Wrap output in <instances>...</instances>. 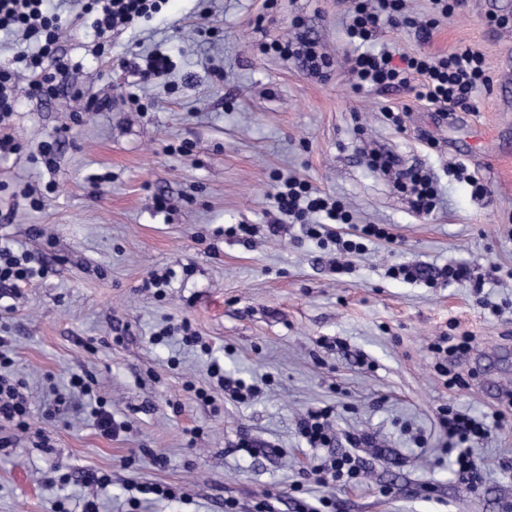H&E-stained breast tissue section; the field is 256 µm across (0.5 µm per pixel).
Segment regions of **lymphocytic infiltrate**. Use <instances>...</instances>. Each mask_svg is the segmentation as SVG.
Here are the masks:
<instances>
[{"instance_id": "1", "label": "lymphocytic infiltrate", "mask_w": 512, "mask_h": 512, "mask_svg": "<svg viewBox=\"0 0 512 512\" xmlns=\"http://www.w3.org/2000/svg\"><path fill=\"white\" fill-rule=\"evenodd\" d=\"M161 0H85L84 12L93 18L100 38H110L117 26L135 25L159 9ZM431 20L422 22L412 16L406 0H352L346 33L356 48L346 60V69L355 91L385 92L402 89L413 92L416 99L427 102L439 112L473 109L482 88L490 82L484 55L469 45H458L448 54L431 57L410 56L383 48L371 51L370 45L383 29L407 28L421 41L429 40L437 18L448 17L463 5V0H430ZM0 31L21 34L32 42L30 51L16 56L15 66L0 65V123L15 112L20 96L47 99L57 90L55 79L67 74L74 63L60 53L58 44L63 28L58 15L51 13L48 0H0ZM371 168L390 175L395 186L411 197L416 212L431 211L436 205V189L432 178L419 169H397L393 158L373 153ZM273 199L279 214L304 218L320 215L321 221L307 227L309 235L322 234L323 224H346L350 214L337 201L321 196L306 182L288 180L278 186ZM47 266L34 267L26 252L15 250L0 241V288L19 290L35 279L45 278ZM10 365L0 355V420L26 429L28 407L19 382L4 374ZM502 412L477 417L469 412L444 406L438 411V425L455 445L452 458L456 482L469 491H477L483 482L480 466L468 448L474 440L489 435L500 423Z\"/></svg>"}]
</instances>
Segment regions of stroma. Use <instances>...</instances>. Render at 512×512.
Returning <instances> with one entry per match:
<instances>
[{"mask_svg": "<svg viewBox=\"0 0 512 512\" xmlns=\"http://www.w3.org/2000/svg\"><path fill=\"white\" fill-rule=\"evenodd\" d=\"M350 0H165L134 29L117 31L104 51L92 18L60 0V49L78 67L58 78L48 100L20 98L0 134L21 146L0 158V238L45 258L55 275L22 287L0 311V336L23 382L28 429L0 422V512H68L96 502L99 512H254L269 499L295 512V499L338 512H512V0H465L428 42L385 29L379 45L408 55H441L455 45L485 56L491 84L473 111L450 114L404 91L355 92L344 67ZM286 38L317 41L331 61L312 73L302 58L264 52ZM159 49L175 67L137 89L121 58ZM90 108L80 109L72 91ZM138 93L130 104V93ZM401 111V126L383 116ZM56 137V164L40 145ZM436 147H428V140ZM393 156L431 175L435 208L416 213L390 176L368 168L362 150ZM464 164L485 184L473 196ZM294 177L340 201L348 237L381 224L389 239L368 242L336 273L330 239L299 223L271 235L275 177ZM45 194L33 208L21 190ZM164 196L170 208L155 211ZM250 224L247 240L228 234ZM469 266L471 280L449 282L438 269ZM414 265L433 282L388 276ZM169 274L167 287L151 284ZM190 322L208 351L174 335L153 344L155 328ZM469 336L457 369L469 384L448 388L430 345ZM257 385L240 403L208 373ZM93 380L116 421L100 434L89 411L45 414L67 393L72 373ZM205 398H198V391ZM454 405L480 416L503 410L500 428L472 444L485 472L481 492L460 488L442 449L436 416ZM332 411L336 440L307 447L298 430L308 410ZM199 428L196 440L188 429ZM351 434L375 447L351 446ZM358 458L363 479L340 489L306 480L311 459ZM163 464H155L154 456ZM108 476V485L99 477ZM161 483L177 496L139 493Z\"/></svg>", "mask_w": 512, "mask_h": 512, "instance_id": "obj_1", "label": "stroma"}]
</instances>
